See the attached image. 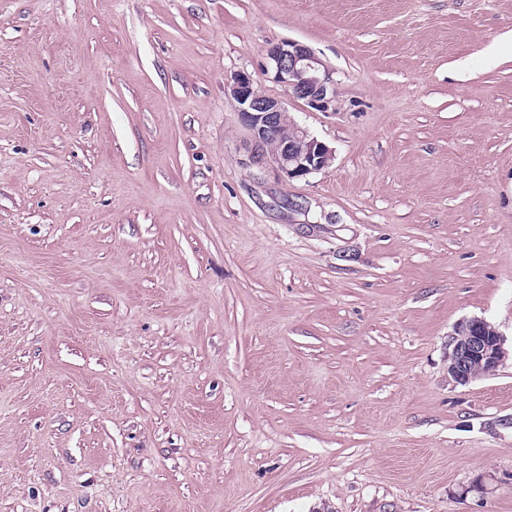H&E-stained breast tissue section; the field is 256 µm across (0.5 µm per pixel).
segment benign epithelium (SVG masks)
<instances>
[{"label": "benign epithelium", "instance_id": "1", "mask_svg": "<svg viewBox=\"0 0 512 512\" xmlns=\"http://www.w3.org/2000/svg\"><path fill=\"white\" fill-rule=\"evenodd\" d=\"M267 57L274 79L311 109L333 106L332 71L306 45L295 40L272 44ZM231 95L251 136V160L272 163L287 181L305 179L330 166L334 151L300 125L281 100L263 93L245 73L233 77ZM498 329L481 318L458 322L448 340V375L467 385L495 374L509 356Z\"/></svg>", "mask_w": 512, "mask_h": 512}]
</instances>
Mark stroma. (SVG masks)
Listing matches in <instances>:
<instances>
[{"mask_svg": "<svg viewBox=\"0 0 512 512\" xmlns=\"http://www.w3.org/2000/svg\"><path fill=\"white\" fill-rule=\"evenodd\" d=\"M238 73L327 169L251 164ZM474 317L512 344V0H0V512H512ZM273 78L293 98L311 109L326 112L333 106L332 71L306 45L295 40L272 43L267 51ZM450 336L448 375L460 385L494 375L509 356L503 335L484 319H463Z\"/></svg>", "mask_w": 512, "mask_h": 512, "instance_id": "stroma-1", "label": "stroma"}]
</instances>
